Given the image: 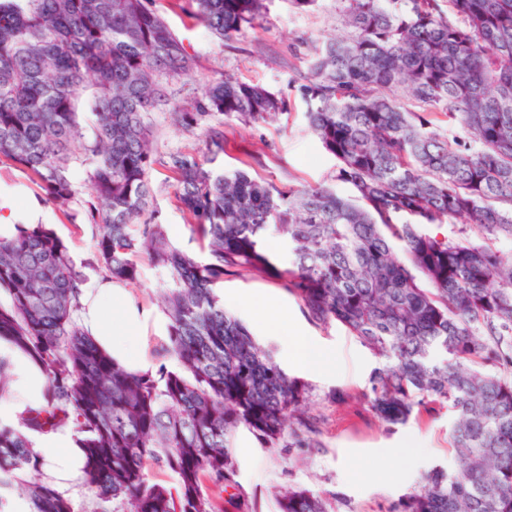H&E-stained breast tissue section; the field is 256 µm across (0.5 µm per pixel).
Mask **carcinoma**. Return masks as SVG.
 <instances>
[{
    "instance_id": "cac0c4a2",
    "label": "carcinoma",
    "mask_w": 512,
    "mask_h": 512,
    "mask_svg": "<svg viewBox=\"0 0 512 512\" xmlns=\"http://www.w3.org/2000/svg\"><path fill=\"white\" fill-rule=\"evenodd\" d=\"M338 2L350 35L313 48L300 93L351 198L212 168L224 154L217 116L259 124L288 111L228 75L202 86L192 109H170L178 129L203 131L204 152L156 151L149 114L193 57L155 0H0V158L60 203L74 194L69 160H91L97 263L126 285L142 254L165 273L174 362L134 373L98 351L77 320L84 277L43 225L0 239V339L47 377L43 408L0 423V485H24L30 512H78L38 478L31 433L72 424L85 484L112 512H214L205 483L235 475L237 431L269 448L317 433L302 411L308 385L224 311L214 286L234 270L285 280L315 321L342 325L378 358L363 396L386 426L452 413L457 472L432 469L392 512H512V255L497 248L512 238V0ZM177 6L220 41L266 16L265 0ZM404 93L423 111L407 110ZM436 112L482 148L448 140ZM156 164L174 175L205 257L175 247L158 222L136 223L155 214ZM443 224L452 234L432 230ZM157 467L168 479H154ZM278 506L327 512L310 490H286Z\"/></svg>"
}]
</instances>
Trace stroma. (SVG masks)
I'll use <instances>...</instances> for the list:
<instances>
[{
	"mask_svg": "<svg viewBox=\"0 0 512 512\" xmlns=\"http://www.w3.org/2000/svg\"><path fill=\"white\" fill-rule=\"evenodd\" d=\"M266 5L262 27L243 30L219 43L202 25L174 8L173 0H156L157 8L195 58L192 70L168 81L167 96L189 105L201 85L229 74L285 97L288 110L276 123L244 124L225 119L224 153L216 161L217 168L227 173L240 169L280 186L322 185L339 196L352 197L351 187L336 179V159L309 131L307 106L299 92L309 75L312 47L349 34L339 17L338 4L336 0H317L307 10L296 9L290 0H267ZM150 119L159 151L203 150L202 134L189 135L176 129L167 110L152 113ZM89 170L85 158L72 160L74 194L67 203L53 204L47 202L29 172L0 158V184L21 188L24 198L42 201L46 224L68 246L77 269L90 283L102 270L95 261L90 228L93 192ZM149 180L152 207L170 242L200 253L201 246L192 238L188 220L178 207L171 173L158 166L151 170ZM140 267V280L130 291L136 304L156 320L147 329L145 350L146 362L155 369L167 361L161 347L168 319L159 297L164 276L148 260H141ZM216 292L242 296L263 292L271 297L270 311L254 312L242 305L233 308L232 314L258 343L273 349L279 365L287 363L283 347L279 340L265 335L263 327L270 316L284 313L297 323L304 337L333 348L338 361L335 374L301 377L310 387L307 407L319 421V432L310 443L267 448L248 431L235 434L231 449L237 463L234 486L207 488L216 512H278L277 493L288 488L319 492L328 512H391L431 469H453L451 413L438 408L406 425L387 428L363 397L378 360L342 326L315 322L286 286L255 271L225 274ZM408 444L419 448L422 457L418 462H409L400 454V447ZM379 448L392 449V456H376Z\"/></svg>",
	"mask_w": 512,
	"mask_h": 512,
	"instance_id": "35a3bbf8",
	"label": "stroma"
}]
</instances>
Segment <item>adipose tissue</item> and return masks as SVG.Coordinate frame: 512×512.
Masks as SVG:
<instances>
[{
    "label": "adipose tissue",
    "mask_w": 512,
    "mask_h": 512,
    "mask_svg": "<svg viewBox=\"0 0 512 512\" xmlns=\"http://www.w3.org/2000/svg\"><path fill=\"white\" fill-rule=\"evenodd\" d=\"M44 217L36 203H19L14 190L0 186V238L11 239L19 228L40 224ZM77 302L78 323L94 345L127 369L144 370L140 338L146 333L148 319L144 310L134 304L127 288L103 276L94 285H81ZM270 333L281 340L297 369L310 375L335 373V352L298 337L286 321L274 323ZM0 356L11 363L9 393L0 399V422L10 423L27 410L44 405L47 380L41 367L10 342L0 340ZM32 441L35 450L47 460L48 472L59 487H67L81 477L85 454L71 428L37 434Z\"/></svg>",
    "instance_id": "ef3b65f1"
}]
</instances>
